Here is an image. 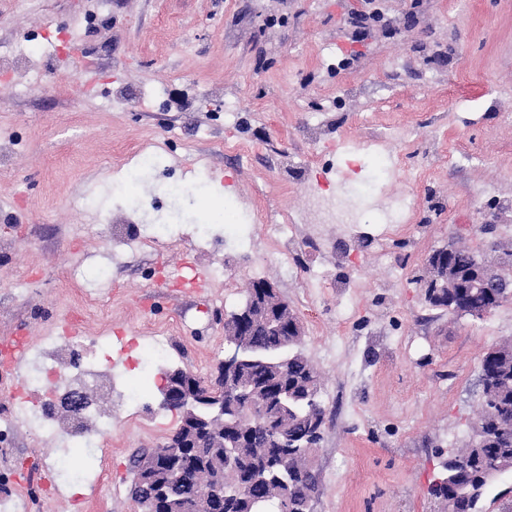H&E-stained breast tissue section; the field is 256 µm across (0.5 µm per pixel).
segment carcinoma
I'll return each mask as SVG.
<instances>
[{
	"instance_id": "cac0c4a2",
	"label": "carcinoma",
	"mask_w": 512,
	"mask_h": 512,
	"mask_svg": "<svg viewBox=\"0 0 512 512\" xmlns=\"http://www.w3.org/2000/svg\"><path fill=\"white\" fill-rule=\"evenodd\" d=\"M455 267L463 272L474 266V255L455 248L452 255ZM440 302L448 305L453 314L460 310L500 307L506 299L491 297L477 288H449L442 291ZM286 337L276 333L260 332L253 337L259 356L246 365L244 377L259 386L272 388L286 385L294 390L296 400L285 418L275 419V427L288 429V436L299 444L297 448H270V432L255 424L242 430L235 425L237 437L246 447L239 449L246 462L236 468L224 469L223 512H281L280 503H288V512H311L317 490L318 477L313 469V458L319 442L309 438L310 413H324L320 401L322 383L308 358L293 352L286 365H277ZM493 382L486 389L478 425L484 439L471 438L458 451L448 452V462L428 490L441 505V512H481V503L491 484L484 477L491 471L512 474V345L499 344L488 348L481 359ZM199 452L179 464L180 476L169 486L172 499L191 500L203 489L206 470L222 464L221 451L212 447L211 437L203 430L195 433ZM262 448L273 456V479L254 481L249 475L250 460L256 449Z\"/></svg>"
}]
</instances>
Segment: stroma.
<instances>
[{"mask_svg": "<svg viewBox=\"0 0 512 512\" xmlns=\"http://www.w3.org/2000/svg\"><path fill=\"white\" fill-rule=\"evenodd\" d=\"M373 11L380 21L355 26ZM57 24L66 51L45 44L0 76V141L15 145L0 175V342L24 341L19 369L0 358V414L44 342L71 332L98 352L111 341L118 391L144 397L134 409L105 397L110 453L74 456L110 494L62 476L46 498L33 464L65 444L24 421L0 436V482L22 488L29 512H137L134 461L179 422L158 407L150 342L166 337L169 364L210 376L225 319L260 277L300 316L323 382L312 512H438V452L472 435L481 359L512 340V301L457 316L412 277L449 244L512 251V210L497 207L512 200V0H0L1 43L22 48ZM396 130L412 134L403 151L421 192L408 230L379 247L308 224L295 253L266 262L265 225L216 224L199 249L166 210L128 213L115 178L147 147L157 165L140 196L174 175L220 182L207 200L226 212L299 218L312 204L303 169L327 145ZM319 272L329 285L308 297Z\"/></svg>", "mask_w": 512, "mask_h": 512, "instance_id": "obj_1", "label": "stroma"}]
</instances>
